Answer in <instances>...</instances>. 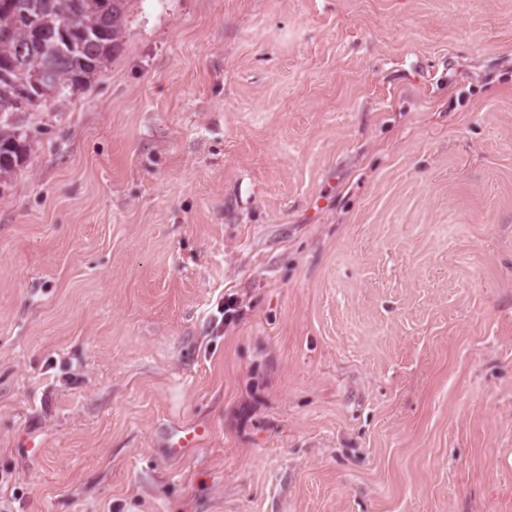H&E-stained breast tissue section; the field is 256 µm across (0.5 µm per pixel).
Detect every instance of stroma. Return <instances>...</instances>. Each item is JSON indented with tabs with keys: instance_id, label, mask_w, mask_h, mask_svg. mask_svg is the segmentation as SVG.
I'll list each match as a JSON object with an SVG mask.
<instances>
[{
	"instance_id": "1",
	"label": "stroma",
	"mask_w": 512,
	"mask_h": 512,
	"mask_svg": "<svg viewBox=\"0 0 512 512\" xmlns=\"http://www.w3.org/2000/svg\"><path fill=\"white\" fill-rule=\"evenodd\" d=\"M25 123L0 512H512V0H133Z\"/></svg>"
}]
</instances>
